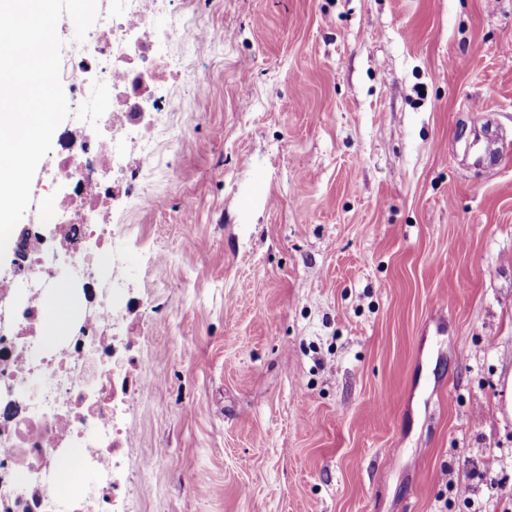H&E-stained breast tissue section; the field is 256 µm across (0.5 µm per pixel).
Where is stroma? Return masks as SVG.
<instances>
[{
    "label": "stroma",
    "instance_id": "stroma-1",
    "mask_svg": "<svg viewBox=\"0 0 512 512\" xmlns=\"http://www.w3.org/2000/svg\"><path fill=\"white\" fill-rule=\"evenodd\" d=\"M190 9L110 204L115 512H512V0Z\"/></svg>",
    "mask_w": 512,
    "mask_h": 512
}]
</instances>
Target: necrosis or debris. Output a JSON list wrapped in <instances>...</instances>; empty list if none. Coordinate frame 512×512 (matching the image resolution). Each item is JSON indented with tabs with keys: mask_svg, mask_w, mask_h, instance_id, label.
I'll list each match as a JSON object with an SVG mask.
<instances>
[{
	"mask_svg": "<svg viewBox=\"0 0 512 512\" xmlns=\"http://www.w3.org/2000/svg\"><path fill=\"white\" fill-rule=\"evenodd\" d=\"M154 2L113 0L87 33L79 57L61 68L77 79L70 108L83 120L76 134L58 140L50 157L44 221L62 224L69 210L54 184H70L88 206L78 222L64 224L67 244L47 240L32 226L18 280L0 289L20 300L14 325L0 329V512H112L122 429L112 402L109 332L120 313L104 299L112 285L106 266H93L90 255L117 249L129 234L123 225L104 221L98 203L111 188L100 172L109 166L138 176L120 148L133 137L142 143L143 159L155 157L159 141L144 117L166 105L153 96L150 83L158 68L174 71L183 63L182 53L170 47L172 31L153 25ZM62 267L78 282L86 315L65 351L51 353L36 330L43 311L33 291L51 286ZM11 388L21 389V396L9 397ZM19 469L28 473L22 484L14 480ZM66 470L94 474V486L65 500L48 497L47 485Z\"/></svg>",
	"mask_w": 512,
	"mask_h": 512,
	"instance_id": "1",
	"label": "necrosis or debris"
}]
</instances>
